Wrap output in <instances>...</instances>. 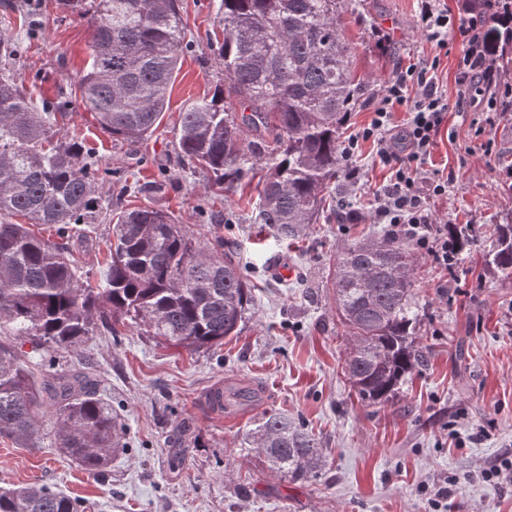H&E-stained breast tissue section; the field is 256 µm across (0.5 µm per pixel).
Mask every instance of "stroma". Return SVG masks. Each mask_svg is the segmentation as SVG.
Returning a JSON list of instances; mask_svg holds the SVG:
<instances>
[{"mask_svg": "<svg viewBox=\"0 0 512 512\" xmlns=\"http://www.w3.org/2000/svg\"><path fill=\"white\" fill-rule=\"evenodd\" d=\"M218 0H179L194 41L182 59L159 128L138 142L113 140L73 103L88 59L86 21L62 19L58 0H41L40 34L29 39L22 0H0V35L26 44L12 66L34 104L64 96L71 104L61 126L78 135L103 163L127 171V187L103 183L104 208L93 233L69 241L84 276L97 278L112 236L111 212L153 205L173 213L197 237L222 236L240 261L252 302L236 336L188 351L136 326L86 337L75 350L53 353L23 344L36 378L89 368L96 391L125 428L100 473L85 471L45 435L36 448L0 438V487L47 485L77 498L85 512H433L429 498L447 486L440 512H512V485L483 481L482 471L512 458V277L484 270L487 225L512 220V112L487 124L485 113L449 110L436 144L421 162L428 177L448 184L429 200L434 220L467 224L473 243L454 271L420 255L414 300L425 363L393 401L365 405L343 365L347 327L336 315L329 259L336 249L376 229L375 193L390 180L372 142L359 146L363 188L336 185V215L290 241L252 221L258 181L243 178L235 193L211 198L200 216L207 181L177 149L180 114L211 97L222 74L211 50L222 41ZM421 0H346L342 26L353 68L367 80L346 124L353 136L370 123L374 101L398 69L434 67L439 91L459 94L460 35L437 53L422 23ZM161 192H144L153 180ZM256 389L255 401L213 410L215 385ZM280 412L314 433L324 449L316 477L291 481L272 473L244 438L264 414ZM462 484H455V477Z\"/></svg>", "mask_w": 512, "mask_h": 512, "instance_id": "35a3bbf8", "label": "stroma"}]
</instances>
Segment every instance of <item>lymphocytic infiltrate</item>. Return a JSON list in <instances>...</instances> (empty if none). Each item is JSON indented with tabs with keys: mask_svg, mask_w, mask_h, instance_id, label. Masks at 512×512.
Segmentation results:
<instances>
[{
	"mask_svg": "<svg viewBox=\"0 0 512 512\" xmlns=\"http://www.w3.org/2000/svg\"><path fill=\"white\" fill-rule=\"evenodd\" d=\"M463 48L458 58L457 81L461 106H487L494 112H512V89L491 94L495 82L494 53L480 19L460 25ZM405 108L409 120L402 133L391 124L395 108ZM449 110L447 97L438 91L426 71L409 67L397 71L376 99L374 118L359 138L342 147L345 158H352L359 140L378 144L377 156L392 170L389 185L376 195L373 210L376 223L390 227L394 238L425 250L439 267L448 265V234L432 219L428 195H442L445 183L422 176L418 163L433 148Z\"/></svg>",
	"mask_w": 512,
	"mask_h": 512,
	"instance_id": "lymphocytic-infiltrate-1",
	"label": "lymphocytic infiltrate"
}]
</instances>
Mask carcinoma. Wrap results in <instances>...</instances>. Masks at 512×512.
I'll return each instance as SVG.
<instances>
[{
  "mask_svg": "<svg viewBox=\"0 0 512 512\" xmlns=\"http://www.w3.org/2000/svg\"><path fill=\"white\" fill-rule=\"evenodd\" d=\"M59 7L62 17L92 27L79 106L114 140L153 133L191 48L178 0H59ZM340 8L341 0H219L224 39L216 59L224 81L180 120V157L210 175L206 193L229 194L248 173L265 171L254 219L283 239L301 237L333 210L341 130L367 87L351 70ZM486 34L496 50L512 44V24L496 21ZM21 50L0 38V63ZM67 106L59 99L34 105L0 69V437L34 448L47 417L57 447L98 472L124 430L97 397L96 380L69 367L38 381L17 341L73 350L98 330L116 334L134 324L173 346L208 348L238 333L251 288L224 254V239L206 243L151 205L118 215L103 271L84 279L68 241L77 225L97 223L100 181L121 171L102 167L81 141L61 134ZM41 225L54 227L58 240L35 233ZM489 238L485 264L511 277L512 224L493 225ZM448 243L452 266L472 239L450 224ZM417 261L387 233L355 240L332 260L336 312L354 338L347 373L370 405L396 397L425 360L413 301ZM246 444L272 472L294 480L322 467L319 440L286 416L264 418ZM0 512H82V505L29 485L0 490Z\"/></svg>",
  "mask_w": 512,
  "mask_h": 512,
  "instance_id": "1",
  "label": "carcinoma"
}]
</instances>
